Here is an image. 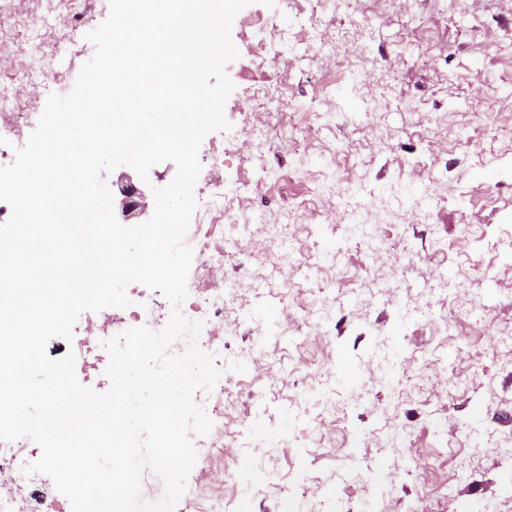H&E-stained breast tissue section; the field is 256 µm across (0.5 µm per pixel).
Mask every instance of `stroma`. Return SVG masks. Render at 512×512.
I'll return each instance as SVG.
<instances>
[{"mask_svg":"<svg viewBox=\"0 0 512 512\" xmlns=\"http://www.w3.org/2000/svg\"><path fill=\"white\" fill-rule=\"evenodd\" d=\"M5 4L39 21L0 35L30 78L21 90L0 71V95L23 93L38 115L93 54L75 18L98 26L108 0ZM319 10L318 0L255 2L232 25V129L201 145L190 227L209 230L203 203L218 197L256 218L251 263L226 228L209 231L225 273L244 285L261 277L266 291L246 314L228 303L220 321L183 303L224 343L218 388L250 406L245 418L224 414L235 460L213 458L186 484L233 470L237 512H347L361 500L371 512H512V461L494 458L512 448V135L498 120L512 111V0L408 10L382 0L376 14L346 9L330 26L314 21ZM283 67V91L255 99ZM263 110L292 118L261 134L248 114ZM328 207L334 217L312 222ZM276 224L292 226L297 250L284 274L266 260L289 244ZM287 276L311 289L305 305L284 306ZM470 358L484 371L457 386ZM259 470L273 480L256 503Z\"/></svg>","mask_w":512,"mask_h":512,"instance_id":"obj_1","label":"stroma"}]
</instances>
